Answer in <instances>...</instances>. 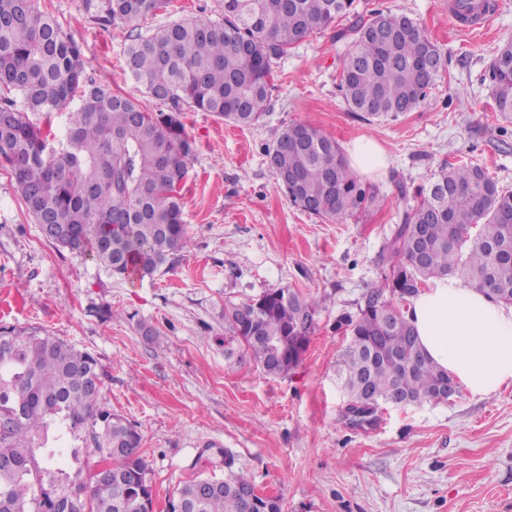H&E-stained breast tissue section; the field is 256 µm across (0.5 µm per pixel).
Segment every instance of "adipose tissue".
<instances>
[{"label": "adipose tissue", "mask_w": 512, "mask_h": 512, "mask_svg": "<svg viewBox=\"0 0 512 512\" xmlns=\"http://www.w3.org/2000/svg\"><path fill=\"white\" fill-rule=\"evenodd\" d=\"M405 316L428 357L471 394L512 382V307L445 278L411 298Z\"/></svg>", "instance_id": "1"}]
</instances>
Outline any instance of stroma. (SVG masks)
<instances>
[{"label":"stroma","instance_id":"35a3bbf8","mask_svg":"<svg viewBox=\"0 0 512 512\" xmlns=\"http://www.w3.org/2000/svg\"><path fill=\"white\" fill-rule=\"evenodd\" d=\"M83 48L85 66L144 108L158 103L123 59L128 30L88 18L80 0H43ZM417 18L445 66L426 103L369 123L338 90L349 39L318 31L276 67L269 110L240 127L186 112L197 152L182 190L192 246L153 277H112L47 241L0 160V289L20 306L0 329L45 330L92 354L104 371L101 405L136 424L155 486L153 512L179 485L223 476L225 459L283 512H512V384L479 397L460 390L438 405H382L375 425L343 416L336 362L346 317L384 287L380 254L404 205L400 188L428 184L443 164L484 167L512 189V123L496 116L486 77L512 40V0L484 32L452 24L448 0H356ZM305 122L348 148L376 141L388 167L361 177L362 208L336 220L294 205L265 151ZM289 288L325 298L299 366L273 378L239 344H225L226 302ZM153 335H145V327Z\"/></svg>","mask_w":512,"mask_h":512}]
</instances>
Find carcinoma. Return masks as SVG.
<instances>
[{
    "mask_svg": "<svg viewBox=\"0 0 512 512\" xmlns=\"http://www.w3.org/2000/svg\"><path fill=\"white\" fill-rule=\"evenodd\" d=\"M100 24H134L178 11L174 0H81ZM216 8L128 36L125 65L165 109L96 82L81 45L40 0H0V158L43 236L112 276H152L188 250L181 189L196 153L187 109L236 126L266 114L273 68L294 45L354 16L339 79L349 110L364 121L395 120L422 105L442 67L438 46L415 19L388 9L366 15L355 0H215ZM479 0H454L465 23ZM487 78L494 111L512 117V41L498 46ZM64 137L53 113L67 107ZM266 156L289 199L337 219L360 207L365 191L335 139L307 123L283 127ZM385 288L347 320L350 342L336 363L345 418L373 425L382 403H439L452 381L422 352L393 300L426 281L456 277L495 302L512 304V190L479 165L446 164L414 193L381 253ZM323 303L288 288L224 306L230 341L247 347L263 372L283 377L300 363ZM97 359L48 332L0 331V512H149L154 493L135 425L100 407ZM60 422L82 440L97 467L59 473L35 449ZM250 480L227 470L172 492L187 512H283L281 499L249 498Z\"/></svg>",
    "mask_w": 512,
    "mask_h": 512,
    "instance_id": "1",
    "label": "carcinoma"
}]
</instances>
